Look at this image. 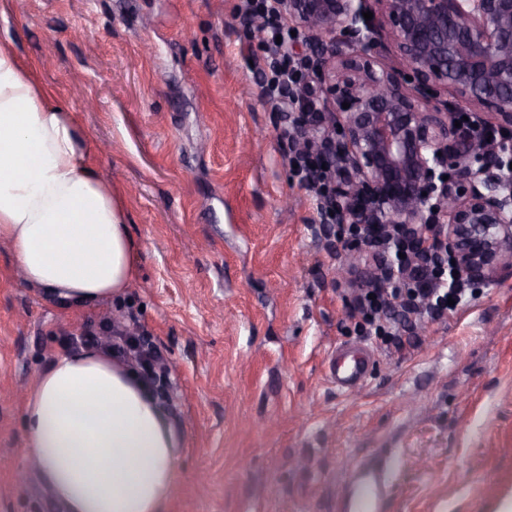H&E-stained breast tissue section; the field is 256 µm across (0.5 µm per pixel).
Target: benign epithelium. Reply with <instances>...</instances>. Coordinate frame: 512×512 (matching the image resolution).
<instances>
[{"label":"benign epithelium","mask_w":512,"mask_h":512,"mask_svg":"<svg viewBox=\"0 0 512 512\" xmlns=\"http://www.w3.org/2000/svg\"><path fill=\"white\" fill-rule=\"evenodd\" d=\"M376 3L367 21L364 0H280L307 32L294 51L305 77L290 91L292 140L316 139L330 173L321 209L358 229L343 250L384 241L404 254L427 233L459 277L489 281L512 268V182L501 175L512 152L492 139L512 130V0ZM381 31L400 64L377 72L353 53ZM440 89L452 92L453 108L486 114L465 146L454 112L429 111ZM411 270L387 259L366 283L404 286Z\"/></svg>","instance_id":"obj_1"}]
</instances>
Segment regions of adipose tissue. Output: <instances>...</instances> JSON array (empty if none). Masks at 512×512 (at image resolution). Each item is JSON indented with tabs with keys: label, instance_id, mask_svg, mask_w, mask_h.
<instances>
[{
	"label": "adipose tissue",
	"instance_id": "ef3b65f1",
	"mask_svg": "<svg viewBox=\"0 0 512 512\" xmlns=\"http://www.w3.org/2000/svg\"><path fill=\"white\" fill-rule=\"evenodd\" d=\"M76 113L0 51V243L24 283L81 309L138 282L140 242ZM27 454L59 512H162L180 438L153 386L95 347L55 357L23 400Z\"/></svg>",
	"mask_w": 512,
	"mask_h": 512
}]
</instances>
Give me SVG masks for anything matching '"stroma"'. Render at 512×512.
<instances>
[{
    "instance_id": "1",
    "label": "stroma",
    "mask_w": 512,
    "mask_h": 512,
    "mask_svg": "<svg viewBox=\"0 0 512 512\" xmlns=\"http://www.w3.org/2000/svg\"><path fill=\"white\" fill-rule=\"evenodd\" d=\"M0 50L79 116L142 243L139 281L92 309L25 286L0 244V512H56L22 401L68 336L144 337L180 438L165 512H344L352 468L392 469L382 512L512 503V269L466 304L374 332L353 309L370 252L299 187L244 0H0ZM368 346L359 392L325 362Z\"/></svg>"
}]
</instances>
